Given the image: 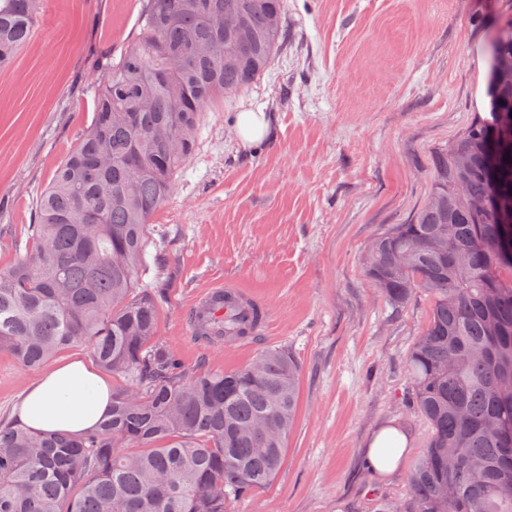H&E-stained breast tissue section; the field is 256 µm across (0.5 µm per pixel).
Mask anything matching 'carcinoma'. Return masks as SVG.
<instances>
[{"instance_id":"cac0c4a2","label":"carcinoma","mask_w":512,"mask_h":512,"mask_svg":"<svg viewBox=\"0 0 512 512\" xmlns=\"http://www.w3.org/2000/svg\"><path fill=\"white\" fill-rule=\"evenodd\" d=\"M138 2V29L96 73L92 123L36 202L25 254L0 271V350L38 366L87 343L127 384L80 436L0 424V512H225L272 482L296 421L300 366L288 350L191 376L160 337L162 289L137 281L152 218L204 113L276 56L284 0ZM39 3L0 0V71L25 46ZM485 53L489 116L435 151L423 205L366 252V274L391 306L418 292L431 299L408 372L409 404L432 433L409 496L375 494L369 512H512L511 17ZM443 232L448 251L421 249ZM462 250L470 261L457 267Z\"/></svg>"}]
</instances>
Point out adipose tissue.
Returning <instances> with one entry per match:
<instances>
[{
    "instance_id": "1",
    "label": "adipose tissue",
    "mask_w": 512,
    "mask_h": 512,
    "mask_svg": "<svg viewBox=\"0 0 512 512\" xmlns=\"http://www.w3.org/2000/svg\"><path fill=\"white\" fill-rule=\"evenodd\" d=\"M112 409V382L86 361L75 358L47 369L25 392L14 417L36 433L78 436L95 428ZM408 433L390 422L369 441L363 463L371 472L394 473L406 451Z\"/></svg>"
}]
</instances>
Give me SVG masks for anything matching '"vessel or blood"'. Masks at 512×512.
I'll list each match as a JSON object with an SVG mask.
<instances>
[{
	"label": "vessel or blood",
	"instance_id": "obj_1",
	"mask_svg": "<svg viewBox=\"0 0 512 512\" xmlns=\"http://www.w3.org/2000/svg\"><path fill=\"white\" fill-rule=\"evenodd\" d=\"M190 319L205 317L221 324L224 330L246 326H262L266 321L264 309L254 298L233 285L207 289L194 301L188 311Z\"/></svg>",
	"mask_w": 512,
	"mask_h": 512
}]
</instances>
